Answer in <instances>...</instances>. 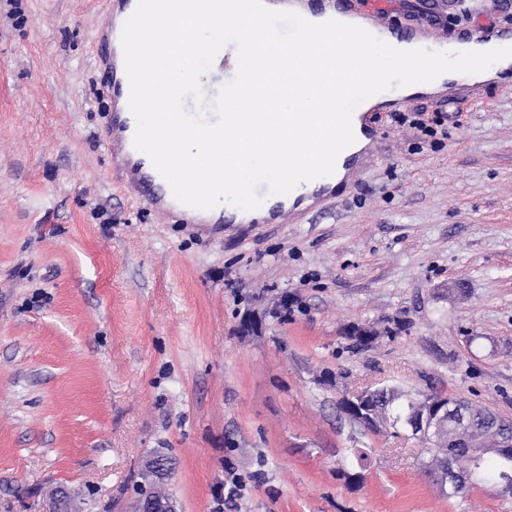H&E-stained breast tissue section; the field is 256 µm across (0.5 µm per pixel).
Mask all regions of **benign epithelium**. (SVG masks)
Here are the masks:
<instances>
[{
    "label": "benign epithelium",
    "instance_id": "obj_1",
    "mask_svg": "<svg viewBox=\"0 0 512 512\" xmlns=\"http://www.w3.org/2000/svg\"><path fill=\"white\" fill-rule=\"evenodd\" d=\"M366 396L357 392L340 401V406H349L354 411L351 419L366 425L377 422V412L367 407ZM466 400L450 398L446 403H437L423 398L410 422L411 435L420 439L440 441L443 435L453 430L460 436L475 432L472 417L465 410ZM173 464L161 453L150 457L144 464L139 486L153 490L168 482ZM44 512H70L69 496L60 489L53 491L45 503ZM135 512H178L176 502L167 494L137 497Z\"/></svg>",
    "mask_w": 512,
    "mask_h": 512
}]
</instances>
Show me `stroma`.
I'll return each mask as SVG.
<instances>
[{"instance_id": "1", "label": "stroma", "mask_w": 512, "mask_h": 512, "mask_svg": "<svg viewBox=\"0 0 512 512\" xmlns=\"http://www.w3.org/2000/svg\"><path fill=\"white\" fill-rule=\"evenodd\" d=\"M376 6L398 29L438 13L450 42L489 2ZM110 7L0 0V512L54 487L131 512L159 451L179 512H512L485 485L441 495L418 440L339 410L397 387L512 418V80L373 113L324 208L176 224L104 142Z\"/></svg>"}]
</instances>
